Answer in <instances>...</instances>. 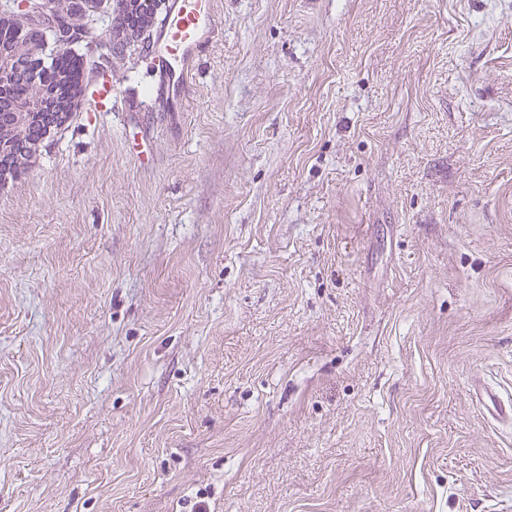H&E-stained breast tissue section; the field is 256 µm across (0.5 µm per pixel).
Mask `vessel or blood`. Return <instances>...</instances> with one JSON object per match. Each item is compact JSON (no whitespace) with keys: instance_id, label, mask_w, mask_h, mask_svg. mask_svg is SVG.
<instances>
[{"instance_id":"b4317fda","label":"vessel or blood","mask_w":512,"mask_h":512,"mask_svg":"<svg viewBox=\"0 0 512 512\" xmlns=\"http://www.w3.org/2000/svg\"><path fill=\"white\" fill-rule=\"evenodd\" d=\"M216 30L210 0H167L164 17L151 34L149 45L169 111H185L189 72L200 52L212 42ZM119 92L118 83L112 79L96 81L88 92L91 111H109Z\"/></svg>"}]
</instances>
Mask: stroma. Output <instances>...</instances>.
<instances>
[{"instance_id":"obj_1","label":"stroma","mask_w":512,"mask_h":512,"mask_svg":"<svg viewBox=\"0 0 512 512\" xmlns=\"http://www.w3.org/2000/svg\"><path fill=\"white\" fill-rule=\"evenodd\" d=\"M0 189V512H512V0H212Z\"/></svg>"}]
</instances>
